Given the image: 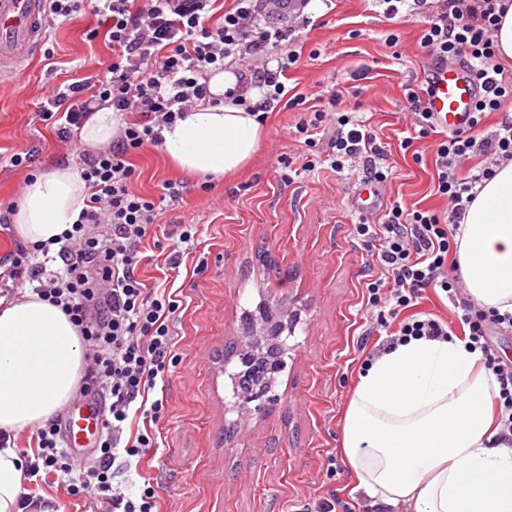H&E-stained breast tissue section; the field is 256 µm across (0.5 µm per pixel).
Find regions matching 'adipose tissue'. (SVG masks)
<instances>
[{"label": "adipose tissue", "mask_w": 512, "mask_h": 512, "mask_svg": "<svg viewBox=\"0 0 512 512\" xmlns=\"http://www.w3.org/2000/svg\"><path fill=\"white\" fill-rule=\"evenodd\" d=\"M235 74L208 79V97L173 125L161 147L183 170L217 179L241 171L263 134L261 115L226 99ZM98 106L79 137L88 149L119 133ZM462 217L458 264L467 292L487 309L512 312V161L477 187ZM79 175L58 167L31 180L12 212L27 243L56 241L84 207ZM478 353L458 340L419 339L377 356L360 374L343 428L342 453L355 492L375 512H512V446L498 443ZM85 364L76 327L33 292L0 298V431L40 424L67 407ZM25 461L0 447V512H21Z\"/></svg>", "instance_id": "ef3b65f1"}]
</instances>
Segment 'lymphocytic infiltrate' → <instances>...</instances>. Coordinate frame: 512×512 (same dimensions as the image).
Here are the masks:
<instances>
[{"mask_svg": "<svg viewBox=\"0 0 512 512\" xmlns=\"http://www.w3.org/2000/svg\"><path fill=\"white\" fill-rule=\"evenodd\" d=\"M208 0H95L92 13L107 26L112 60L103 71L81 80L49 87L38 105L41 120L51 126L69 151L77 153V171L86 184V204L77 224L66 231L55 253L58 270L48 269L46 246H20L10 255V276L36 283L42 300L60 307L93 352L82 378L83 395H105L103 432L94 466L81 468L63 446L62 423L52 419L36 430L34 463L26 470L36 482L56 477L67 493L99 502L102 512H158L156 490L144 480L138 498L112 485L117 458L142 460L158 441L148 423L166 413L164 399L155 397L167 383L178 355L170 321L179 304L169 288L147 287L137 269L142 245L150 235L166 200L181 196V183L167 181L158 197L149 199L130 187L135 168L133 153L161 142L160 132L183 112L207 96L212 71L226 59L240 66L238 85L229 98L249 112H266L279 103L301 111L296 131L304 138L303 170L327 163L337 172L361 163L370 182H386L391 168L387 152L378 143L370 123L343 108L340 93H331L325 108L307 103L305 94L285 97L283 75L296 65V52L281 53L287 32L266 26L267 14L280 0H234L218 22L204 13ZM441 14L425 21L419 46L435 64L459 61L478 86L473 122L468 130L432 139L437 180L436 195L448 202L446 212L407 207L393 201L383 218L361 219L354 227L365 250L381 269L366 284L373 331H387L388 345L410 339L447 340L454 331L437 315L419 310L423 291L440 288L457 302L462 338L480 351L485 367L498 383L494 401L499 438L512 442V367L502 364L490 344L491 333L512 332V313L487 311L470 300H459L456 249L459 219L475 197L477 183L490 179L501 162L512 160V77L498 61L493 38L506 0H445ZM259 100H252L251 90ZM429 83L409 89L407 109L415 116L410 136L400 142L411 148L415 140L430 137L436 126L425 107ZM110 103L122 117L112 146L89 152L81 149L72 131L90 112ZM500 114L489 135L481 130L489 114ZM333 126L328 153H321L317 130ZM484 156L477 172L462 173L461 164ZM109 226V237L95 229ZM142 427L131 430L132 421Z\"/></svg>", "mask_w": 512, "mask_h": 512, "instance_id": "f902f5d3", "label": "lymphocytic infiltrate"}]
</instances>
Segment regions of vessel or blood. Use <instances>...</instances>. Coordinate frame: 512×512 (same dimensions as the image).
I'll return each mask as SVG.
<instances>
[{
  "mask_svg": "<svg viewBox=\"0 0 512 512\" xmlns=\"http://www.w3.org/2000/svg\"><path fill=\"white\" fill-rule=\"evenodd\" d=\"M47 0H0V76L7 68L33 59L40 47L39 32L47 24ZM432 90L426 107L437 126L448 132L469 129L478 90L461 68L444 64L430 75ZM101 418L92 403H84L81 412L70 413L66 424L68 443L78 435L98 436Z\"/></svg>",
  "mask_w": 512,
  "mask_h": 512,
  "instance_id": "1",
  "label": "vessel or blood"
}]
</instances>
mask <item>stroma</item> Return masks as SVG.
I'll list each match as a JSON object with an SVG mask.
<instances>
[{
  "instance_id": "1",
  "label": "stroma",
  "mask_w": 512,
  "mask_h": 512,
  "mask_svg": "<svg viewBox=\"0 0 512 512\" xmlns=\"http://www.w3.org/2000/svg\"><path fill=\"white\" fill-rule=\"evenodd\" d=\"M437 11L428 0L420 15L384 18L372 0H310L303 17L292 9L269 16L292 28L288 46L300 56L287 73L288 92L340 90L348 106L369 118L390 149L391 181L362 199L361 166L335 172L328 165L302 171L294 132L299 112L277 106L266 115L257 153L239 174L212 181L179 171L157 147L131 157L134 192L157 196L165 181H181V198L168 203L142 251L147 285L176 291L173 319L180 357L164 389L167 413L155 425L159 446L138 468L114 464L112 484L131 493L140 476L157 479L160 512H312L317 500L336 497V512H364L341 448L347 406L363 369L360 343L371 313L365 283L373 270L354 235L363 217L387 205L443 211L432 191L436 172L429 139L406 137L407 87L433 68L419 47L424 21ZM89 14L49 26L46 52L0 85V158L34 153L29 168L0 167V203L20 197L29 172L76 165L37 106L47 87L101 70L111 55L108 39L87 32ZM399 37L396 48L387 34ZM301 174L285 180L284 160ZM196 222V243L179 269L164 258L179 225ZM271 313L282 324V365L271 377L260 409L238 410L237 340L250 320Z\"/></svg>"
}]
</instances>
